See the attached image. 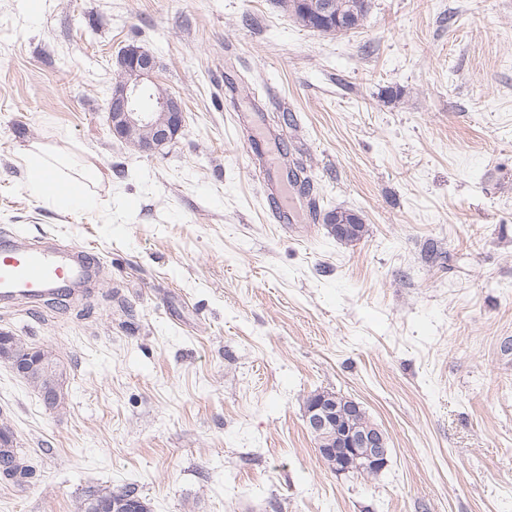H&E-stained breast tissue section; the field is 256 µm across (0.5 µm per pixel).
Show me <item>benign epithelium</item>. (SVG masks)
<instances>
[{
  "instance_id": "7a95c632",
  "label": "benign epithelium",
  "mask_w": 512,
  "mask_h": 512,
  "mask_svg": "<svg viewBox=\"0 0 512 512\" xmlns=\"http://www.w3.org/2000/svg\"><path fill=\"white\" fill-rule=\"evenodd\" d=\"M291 7L301 27L325 34L336 32V22H349L337 0H293ZM158 58L136 45L124 47L118 55V70L112 82L108 125L112 135L142 153L160 150L176 139L184 128L182 100L164 89L156 79ZM40 360L29 350L13 359L12 368L24 375ZM361 404L348 399L339 404L336 395L311 397L303 407L311 432H323L327 440L317 448L323 464L335 473L351 471L346 466L353 458L360 466L376 471L388 463L389 448L378 430L356 434L341 427L342 420L359 410Z\"/></svg>"
}]
</instances>
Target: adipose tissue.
<instances>
[{
	"label": "adipose tissue",
	"instance_id": "adipose-tissue-1",
	"mask_svg": "<svg viewBox=\"0 0 512 512\" xmlns=\"http://www.w3.org/2000/svg\"><path fill=\"white\" fill-rule=\"evenodd\" d=\"M28 193L51 206L65 211H90L96 197L90 189L96 177L94 168L71 170L68 159L60 152L35 145L25 151Z\"/></svg>",
	"mask_w": 512,
	"mask_h": 512
}]
</instances>
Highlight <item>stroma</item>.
Segmentation results:
<instances>
[{
    "label": "stroma",
    "mask_w": 512,
    "mask_h": 512,
    "mask_svg": "<svg viewBox=\"0 0 512 512\" xmlns=\"http://www.w3.org/2000/svg\"><path fill=\"white\" fill-rule=\"evenodd\" d=\"M131 43L185 111L150 154L107 125ZM259 127L361 241L270 221ZM35 144L95 168L92 212L28 194ZM11 236L99 269L53 305L0 301V332L66 372L49 409L0 362L33 470L0 478V512H77L100 486L153 512H512V0H371L337 37L273 0H0ZM318 391L386 432L377 476L323 465ZM310 205L315 210V220H320L322 216V223L327 224V227L335 224L336 220L345 224L346 231L344 235L340 236L338 240L345 243L359 242L366 234V225L359 214L354 211L346 209L334 208L322 214V211L317 208L316 199H312Z\"/></svg>",
    "instance_id": "obj_1"
}]
</instances>
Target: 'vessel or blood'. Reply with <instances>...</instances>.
Here are the masks:
<instances>
[{"instance_id":"1","label":"vessel or blood","mask_w":512,"mask_h":512,"mask_svg":"<svg viewBox=\"0 0 512 512\" xmlns=\"http://www.w3.org/2000/svg\"><path fill=\"white\" fill-rule=\"evenodd\" d=\"M96 267L94 257L83 250L6 241L0 243V299L48 297L57 287L85 283Z\"/></svg>"}]
</instances>
